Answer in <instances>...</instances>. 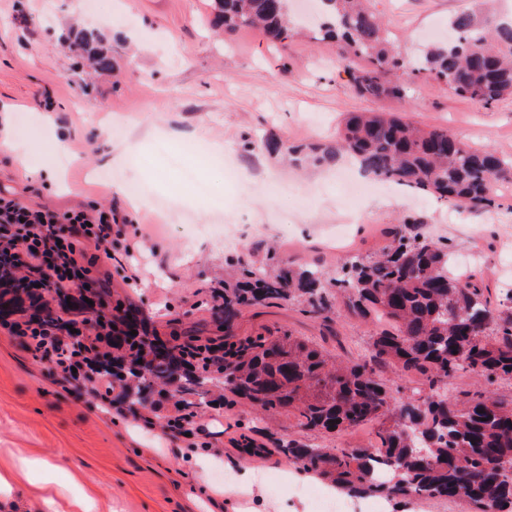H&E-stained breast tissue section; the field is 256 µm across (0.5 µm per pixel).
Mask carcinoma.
Listing matches in <instances>:
<instances>
[{"instance_id": "obj_1", "label": "carcinoma", "mask_w": 512, "mask_h": 512, "mask_svg": "<svg viewBox=\"0 0 512 512\" xmlns=\"http://www.w3.org/2000/svg\"><path fill=\"white\" fill-rule=\"evenodd\" d=\"M319 31L336 41L339 62L355 92L401 100L402 57L370 0H317ZM480 0L448 19L453 38L427 47L412 72L445 85L485 109L512 96V18ZM213 23L232 32L257 26L265 40L286 47L294 35L288 0H213ZM101 71L112 57L97 37L81 38ZM346 151L368 176L438 200L482 211L494 203L492 184L512 181V158L476 150L442 128L422 129L395 112H353L334 147L289 150L299 162L323 163ZM305 297L309 311L330 310L337 299L362 318L384 315L395 325L373 337L369 358L342 365L293 336H234L243 310L268 300ZM211 310L224 318V356L204 357L179 338L138 329V310L114 306L112 352L99 361L115 369L131 410L152 404L154 385L177 382L182 393H224L265 412L293 411L297 427L336 432L378 421L376 448H321L295 439L278 449L348 491L386 490L399 497L463 501L471 512H512V400L484 392L448 394V384L471 372L492 382L512 378V312L501 315L451 264L448 243L415 229H399L382 254L353 256L329 278L316 268L271 274L249 263ZM395 364L420 385L395 399L377 367Z\"/></svg>"}]
</instances>
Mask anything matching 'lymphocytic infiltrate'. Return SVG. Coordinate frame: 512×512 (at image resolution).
<instances>
[{"instance_id": "f902f5d3", "label": "lymphocytic infiltrate", "mask_w": 512, "mask_h": 512, "mask_svg": "<svg viewBox=\"0 0 512 512\" xmlns=\"http://www.w3.org/2000/svg\"><path fill=\"white\" fill-rule=\"evenodd\" d=\"M112 214L101 209L67 212L32 210L20 202L0 197V288L12 287L24 276L32 289L33 306L46 307V294L63 295L89 283L90 264L84 243L97 246V261H112ZM9 335L26 337L30 350L43 358H61L76 368L78 378L91 373L97 347L111 335L112 325L100 315L90 325L51 327L35 316L0 320Z\"/></svg>"}]
</instances>
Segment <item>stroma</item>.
<instances>
[{
    "label": "stroma",
    "instance_id": "obj_1",
    "mask_svg": "<svg viewBox=\"0 0 512 512\" xmlns=\"http://www.w3.org/2000/svg\"><path fill=\"white\" fill-rule=\"evenodd\" d=\"M475 0H373L403 59L414 61L423 35L444 27ZM211 0H0V117L13 131L0 139V196L59 212L95 207L122 224L111 265L91 276L103 296L94 309L134 304L158 336H217L207 306L231 281L236 260L315 266L335 274L349 254L373 256L405 223L446 239L453 259L492 307L512 284V191L495 183V205L482 212L443 205L399 186L354 198L340 181L346 155L305 168L269 153L265 140L332 145L350 112H403L419 125L440 127L475 149L512 157V98L491 109L432 80L406 77L403 101L355 93L337 64L333 41L312 24L287 48L269 45L261 30L227 33L212 23ZM91 31L112 56L113 69L85 68L67 34ZM70 158L57 170L58 153ZM195 171L208 187L197 196L184 180ZM141 184L138 201L115 194L127 180ZM360 211L363 219L339 239L330 225ZM71 305L88 317L79 298ZM388 321L349 314L335 304L306 312L297 298L252 307L234 325L238 336L289 334L330 359L367 356ZM180 397L156 396L145 418L120 400L103 404L54 374L51 363L0 330V476L24 488L18 512L44 481L56 485V512L89 491L97 512H218L227 486L220 467L248 473L263 486L266 512H312L293 491L299 467L280 454L292 435L324 448H364L378 422L338 433L303 431L288 412L268 414L242 403L197 409L194 443L167 431ZM263 449L243 450V437ZM53 462L22 474L15 453Z\"/></svg>",
    "mask_w": 512,
    "mask_h": 512
}]
</instances>
